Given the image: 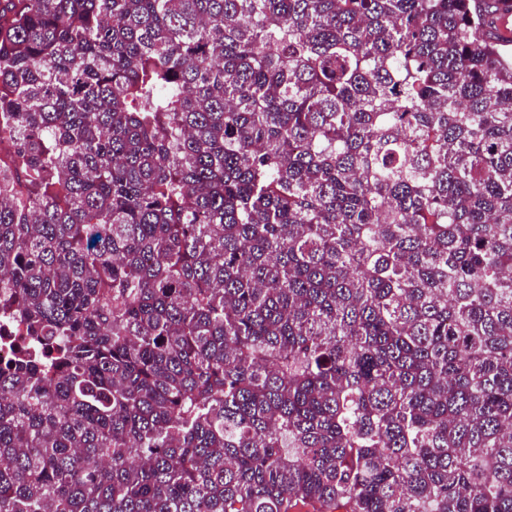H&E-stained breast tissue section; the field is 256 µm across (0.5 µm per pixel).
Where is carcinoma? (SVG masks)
Segmentation results:
<instances>
[{
    "label": "carcinoma",
    "instance_id": "obj_1",
    "mask_svg": "<svg viewBox=\"0 0 512 512\" xmlns=\"http://www.w3.org/2000/svg\"><path fill=\"white\" fill-rule=\"evenodd\" d=\"M512 0H0V512H512Z\"/></svg>",
    "mask_w": 512,
    "mask_h": 512
}]
</instances>
